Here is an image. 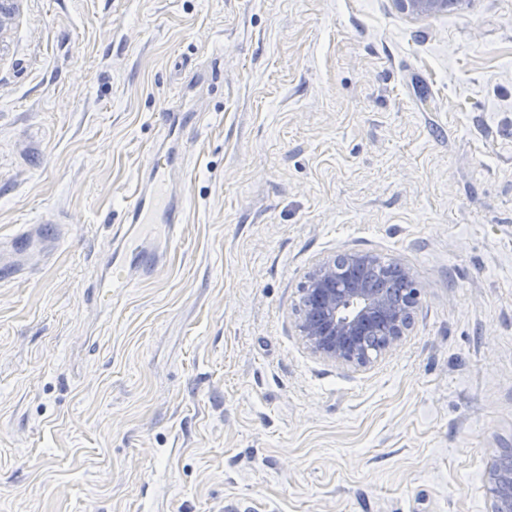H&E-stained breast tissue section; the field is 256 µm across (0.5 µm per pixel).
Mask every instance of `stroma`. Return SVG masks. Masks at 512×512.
Masks as SVG:
<instances>
[{"instance_id":"stroma-1","label":"stroma","mask_w":512,"mask_h":512,"mask_svg":"<svg viewBox=\"0 0 512 512\" xmlns=\"http://www.w3.org/2000/svg\"><path fill=\"white\" fill-rule=\"evenodd\" d=\"M205 112L183 245L93 287L168 99ZM0 512H490L512 448V0H21L0 32ZM371 253L394 351L313 355L299 289ZM449 0H394L396 7L403 13L414 16L432 15L448 10ZM52 224H57V222L51 218H44L36 220L34 224L21 225L19 230L10 238L11 244L15 242L13 251L24 252L29 245L35 242L43 243L44 240L47 241L45 244L58 243L62 238L61 234L55 241L51 242L54 228Z\"/></svg>"}]
</instances>
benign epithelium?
<instances>
[{
	"mask_svg": "<svg viewBox=\"0 0 512 512\" xmlns=\"http://www.w3.org/2000/svg\"><path fill=\"white\" fill-rule=\"evenodd\" d=\"M21 0H0V33L7 21L19 12ZM403 13L414 16L432 15L448 10L450 0H394ZM375 261L368 253H343L327 257L307 273L300 293L304 305L300 309L298 329L308 349L315 355L342 365L366 367L374 361L364 347L363 336L373 319L387 321L377 354L399 346L410 328L418 305L420 288L411 270L394 264L398 280L415 285L406 301L395 302L369 283L350 278L343 282L340 274ZM492 499V512H512V470L492 469L487 478Z\"/></svg>",
	"mask_w": 512,
	"mask_h": 512,
	"instance_id": "benign-epithelium-1",
	"label": "benign epithelium"
}]
</instances>
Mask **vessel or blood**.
<instances>
[{"instance_id": "vessel-or-blood-1", "label": "vessel or blood", "mask_w": 512, "mask_h": 512, "mask_svg": "<svg viewBox=\"0 0 512 512\" xmlns=\"http://www.w3.org/2000/svg\"><path fill=\"white\" fill-rule=\"evenodd\" d=\"M160 121L167 127L169 144L148 151L141 178L135 189L124 200L127 230L123 239L114 244L106 260L107 273L102 287L111 289L114 299L124 298L129 288L153 279L164 265L162 253L137 240L134 230L141 224H162L167 229L169 245L182 241L184 209L175 201L170 190V176L181 167L189 133L199 127L197 112L178 105L161 113ZM53 237V221L49 218L21 225L11 240L15 251L22 252L36 242Z\"/></svg>"}]
</instances>
